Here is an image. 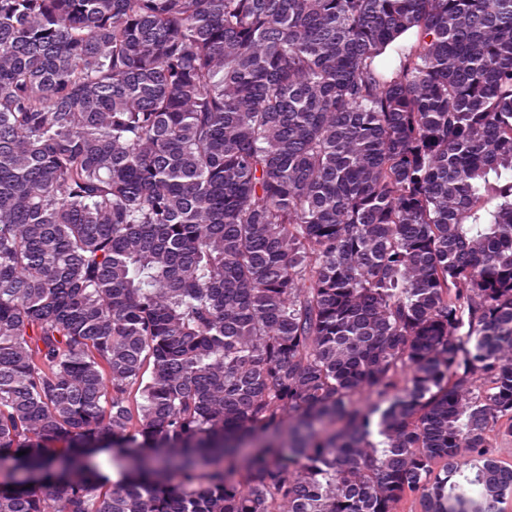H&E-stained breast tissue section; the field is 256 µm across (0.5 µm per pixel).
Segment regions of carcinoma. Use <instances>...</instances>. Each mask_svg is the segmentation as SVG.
<instances>
[{
  "mask_svg": "<svg viewBox=\"0 0 512 512\" xmlns=\"http://www.w3.org/2000/svg\"><path fill=\"white\" fill-rule=\"evenodd\" d=\"M495 428L512 0H0V512H502ZM89 455L95 469L109 477L110 473L114 470L118 474L112 473V481L116 483L122 480V477L119 475V472L122 473V467L118 448H98L91 451Z\"/></svg>",
  "mask_w": 512,
  "mask_h": 512,
  "instance_id": "1",
  "label": "carcinoma"
}]
</instances>
